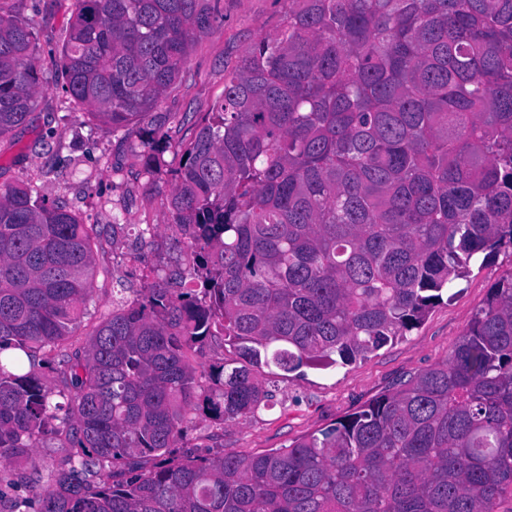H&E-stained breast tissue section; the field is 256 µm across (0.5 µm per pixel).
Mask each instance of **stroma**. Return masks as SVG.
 I'll return each instance as SVG.
<instances>
[{"label": "stroma", "mask_w": 512, "mask_h": 512, "mask_svg": "<svg viewBox=\"0 0 512 512\" xmlns=\"http://www.w3.org/2000/svg\"><path fill=\"white\" fill-rule=\"evenodd\" d=\"M77 8L76 0H0V12L32 27L39 75V93L28 121L0 138V187L33 184L41 195L66 203L82 223L102 233L86 315L66 342L70 350L85 346L92 325L111 314L119 301L135 298L171 270L180 269L185 280H198L181 233L167 223L166 198L175 183L174 171L195 135V114L211 111L224 91L225 64L281 29L288 0H220L221 24L194 41L180 80L158 107L183 119L166 122L163 128L169 147L155 185L142 172L138 138L92 120L86 108L72 100L59 74L57 54ZM142 224L157 225L153 238H139ZM511 269L512 253L506 251L488 263H472L467 277L450 288L449 299L434 304L406 336L348 366L290 374L275 382L273 405L238 423L193 413L192 427L178 442L175 455L189 449L211 457L285 448L358 411L410 375L445 360L491 288ZM32 456V475L40 486L49 487L64 464L65 449L48 434L37 441Z\"/></svg>", "instance_id": "stroma-1"}]
</instances>
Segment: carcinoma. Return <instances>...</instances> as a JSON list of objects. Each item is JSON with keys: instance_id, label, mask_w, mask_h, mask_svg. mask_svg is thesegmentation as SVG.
Returning a JSON list of instances; mask_svg holds the SVG:
<instances>
[{"instance_id": "1", "label": "carcinoma", "mask_w": 512, "mask_h": 512, "mask_svg": "<svg viewBox=\"0 0 512 512\" xmlns=\"http://www.w3.org/2000/svg\"><path fill=\"white\" fill-rule=\"evenodd\" d=\"M60 49L72 98L137 134L208 0H77ZM29 24L0 15V137L39 78ZM170 224L204 271L172 270L61 352L63 417L34 372L91 292L98 233L33 185L0 188V464L52 420L69 448L37 512H498L512 500V269L448 358L286 448L164 457L202 409L268 407L257 374L346 366L412 329L471 263L512 248V0H288L281 30L224 71L175 171ZM220 336L232 356L197 373ZM207 378L208 384L201 382Z\"/></svg>"}]
</instances>
